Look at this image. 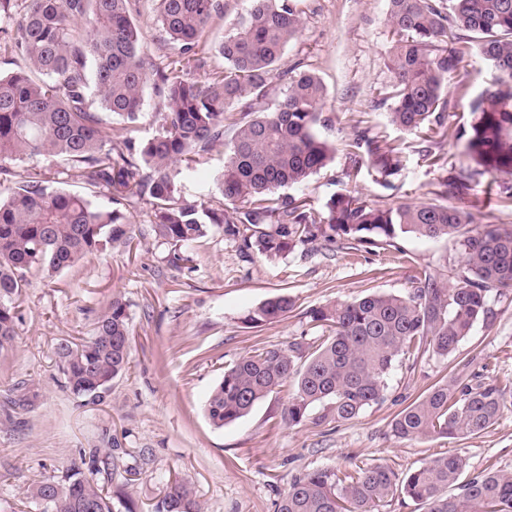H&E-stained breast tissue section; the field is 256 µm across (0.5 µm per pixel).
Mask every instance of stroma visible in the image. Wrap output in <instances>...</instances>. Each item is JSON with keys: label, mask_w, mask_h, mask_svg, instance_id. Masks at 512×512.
I'll use <instances>...</instances> for the list:
<instances>
[{"label": "stroma", "mask_w": 512, "mask_h": 512, "mask_svg": "<svg viewBox=\"0 0 512 512\" xmlns=\"http://www.w3.org/2000/svg\"><path fill=\"white\" fill-rule=\"evenodd\" d=\"M304 23L283 60L302 62L326 89L321 134L336 147L334 160L290 195L321 210L348 192L372 202H447L476 224L512 225V177L504 190L474 186L464 197H441L444 170L467 165L461 132L470 122L458 105L433 144L441 166L422 158V141L388 124L378 90L390 84L388 0H303ZM400 145L404 168L392 188L358 167L348 144L355 131ZM224 148L203 155L183 182L186 198L217 196ZM131 247L119 244L55 273L31 272L19 300L17 334L0 353V512H39L26 490L61 480L80 468L112 497L114 512H159L172 481L190 485L202 512H275L290 481L317 468L344 470L389 465L405 475L455 451L468 472H512V295L494 303L490 323L476 324L445 358L422 352L399 361L382 401L353 420L322 419V407L288 424L292 394L283 386L224 428H214L205 402L225 368L257 350L285 347L309 331L310 309L369 293L403 294L423 274L455 282L462 262L452 242L405 235L396 246L348 248L343 240L313 251L246 261L218 229L194 243L191 268L170 264L172 247L158 239L146 204L130 210ZM294 302L287 316L259 327L243 317L268 298ZM121 297L130 322L127 371L99 397L66 386L57 349L90 335L102 308ZM455 378L505 390L499 420L478 435L457 439L394 435L397 414L433 386Z\"/></svg>", "instance_id": "1"}]
</instances>
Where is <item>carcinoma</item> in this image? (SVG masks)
<instances>
[{
    "instance_id": "carcinoma-1",
    "label": "carcinoma",
    "mask_w": 512,
    "mask_h": 512,
    "mask_svg": "<svg viewBox=\"0 0 512 512\" xmlns=\"http://www.w3.org/2000/svg\"><path fill=\"white\" fill-rule=\"evenodd\" d=\"M135 0H0V35L26 66L0 74V352L16 336L18 300L31 270L57 272L116 242L131 244L128 207L149 205L159 237L181 248L222 231L242 257L275 261L298 245L341 238L349 245L393 246L403 235L449 239L461 253L463 275L440 284L426 274L405 294L372 293L308 312L321 334L311 342L257 350L224 371L205 405L210 423L222 428L291 381L285 419L299 424L316 404L324 420L356 418L384 398L395 363L422 349L453 354L479 323L494 316L492 300L512 293V225L484 224L454 206L437 203L380 205L340 194L317 211L280 190L304 183L333 161L336 147L321 136L325 87L296 62L283 63L288 43L302 26L300 0H252L224 40L213 46L209 30L224 15L223 0H151L156 24L174 57L145 53L132 10ZM392 82L387 121L427 143L441 135L448 113L466 99L472 121L464 155L476 164L451 170L441 185L462 196L477 177L512 176V0H389ZM216 49L224 67L205 82L187 70L206 65ZM485 60L491 85L468 97L459 78L468 55ZM281 97L264 107L272 83ZM161 97L160 129L138 135L147 84ZM123 125L112 138L101 113ZM221 197L206 202L182 195L197 157L224 144ZM364 149L382 183L398 174L402 149L363 134ZM52 159L57 174L103 193L96 205L85 193L52 188L43 173L13 181L15 166L35 157ZM278 295L248 311L252 327L279 321L292 309ZM126 303L112 298L79 344L62 343L58 356L67 385L95 395L129 364ZM503 391L494 384L469 387L444 382L403 409L392 431L401 439L477 435L502 414ZM466 466L453 453L430 460L400 478L384 464L335 471L320 468L295 478L276 512H383L400 493L424 512H512V473L484 469L461 485ZM458 486V493L448 488ZM44 512H112V497L75 471L63 481L29 490ZM162 512H201L193 490L170 486Z\"/></svg>"
}]
</instances>
